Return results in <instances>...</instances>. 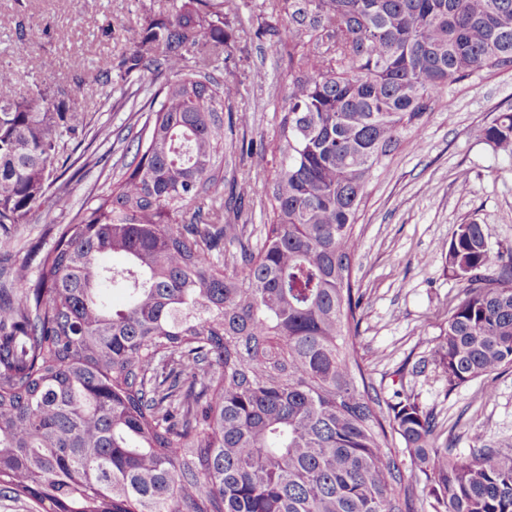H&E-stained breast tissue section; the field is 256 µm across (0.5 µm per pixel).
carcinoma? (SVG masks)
I'll return each instance as SVG.
<instances>
[{"mask_svg":"<svg viewBox=\"0 0 512 512\" xmlns=\"http://www.w3.org/2000/svg\"><path fill=\"white\" fill-rule=\"evenodd\" d=\"M266 10L288 49L274 176L227 199L224 146L248 117L224 3L182 0L125 29L120 69L150 60L171 80L131 160L57 228L36 279L24 265L0 279V499L34 512H417L397 439L434 512H512V448L459 457L436 446L417 399L372 394L352 283L375 173L419 147L445 94L512 71V0ZM95 69L111 83L112 59ZM82 123L43 90L18 97L0 68V228L68 201V130ZM483 136L512 157V108ZM246 195L268 203L256 243L239 223ZM445 259L464 296L431 362L453 390L512 367V250H492L471 221Z\"/></svg>","mask_w":512,"mask_h":512,"instance_id":"1","label":"carcinoma"}]
</instances>
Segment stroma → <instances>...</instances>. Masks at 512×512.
<instances>
[{"label":"stroma","mask_w":512,"mask_h":512,"mask_svg":"<svg viewBox=\"0 0 512 512\" xmlns=\"http://www.w3.org/2000/svg\"><path fill=\"white\" fill-rule=\"evenodd\" d=\"M264 6V0H232L224 39L248 108V122L235 136L268 147L288 105V54L266 33L275 20ZM170 10V0H92L88 6L83 0H0V65L12 66L18 96L42 89L74 100L86 122L71 141L87 145L93 158L52 220L36 209L28 223L0 231V265L24 263L36 271L31 248L51 245L48 222L70 223L111 183L121 139L139 131L146 118L141 108L167 75L147 63L129 79L113 78L105 91L92 64L103 56L120 61L129 51L125 27L145 26ZM28 32L38 33V41L25 40ZM76 56L86 60L85 71L72 70ZM258 70L266 74L260 84L252 80ZM510 107L511 72L460 86L430 115L421 147L401 146L372 179L357 225L353 279L366 299L355 342L374 389L385 400L399 388L412 394L436 417L437 445L462 457L476 446L512 448V368L455 389L435 367L420 375L410 369L430 356L462 296L463 284L445 260L457 226L478 222L493 250L512 249V158L482 136L495 112Z\"/></svg>","instance_id":"obj_1"}]
</instances>
